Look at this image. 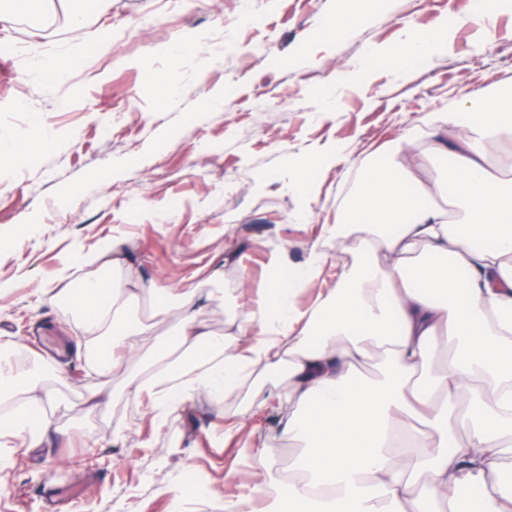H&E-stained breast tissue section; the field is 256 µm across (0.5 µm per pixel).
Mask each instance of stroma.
<instances>
[{"label": "stroma", "mask_w": 512, "mask_h": 512, "mask_svg": "<svg viewBox=\"0 0 512 512\" xmlns=\"http://www.w3.org/2000/svg\"><path fill=\"white\" fill-rule=\"evenodd\" d=\"M447 28L448 50L403 67L375 63L412 24ZM320 40H309L313 30ZM109 32L112 47L93 42ZM86 45L58 79L41 60ZM177 94L167 97V86ZM512 87V0L475 21L472 0H378L354 20L345 0H96L73 30L67 0L0 26V151L44 125L51 148L0 169V342L31 372L62 369L57 416L40 447L16 449L0 470V512H43L51 488L79 491L76 512H266L269 499L238 478L255 453L275 463L279 499L299 448L253 399L287 390L271 372L223 404L186 402L156 425L129 383L139 356L108 377L102 405H80L93 385L77 351L80 316L59 291L89 260L124 259L144 286L189 278L224 260L218 293L199 317L222 334L246 298L293 274L311 251L335 256L324 227L363 160L386 169L395 138L425 151L437 118L466 94ZM288 249V264L270 265ZM127 436H112L116 422ZM233 435H226L229 425Z\"/></svg>", "instance_id": "stroma-1"}]
</instances>
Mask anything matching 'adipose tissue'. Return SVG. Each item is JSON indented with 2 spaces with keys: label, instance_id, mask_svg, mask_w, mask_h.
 <instances>
[{
  "label": "adipose tissue",
  "instance_id": "adipose-tissue-1",
  "mask_svg": "<svg viewBox=\"0 0 512 512\" xmlns=\"http://www.w3.org/2000/svg\"><path fill=\"white\" fill-rule=\"evenodd\" d=\"M441 32L412 25L395 49L375 58L393 66L433 57ZM429 150L451 158L439 178L422 180L413 139H398L387 170L361 165L360 185L338 212L330 235L359 232L371 260L300 309L299 280L322 277L327 258L312 253L301 279L271 282L242 305L232 332L211 333L194 306L205 285L224 276L209 262L203 278L150 289L152 320L175 317L172 332L130 323L120 312L138 299L134 269L85 274L69 288L82 319L84 347L101 378L140 353L161 362L130 384L148 394L157 424L197 396L220 399L258 367L286 369L285 400L297 415L281 421L303 442L300 477L279 512H446L456 490H492L469 512H512V92L467 96L430 134ZM454 347L444 368L428 363L439 338ZM381 349L392 374L357 382V366ZM0 345V459L37 448L54 414L71 404L63 381L24 376ZM38 412L37 424L27 415Z\"/></svg>",
  "mask_w": 512,
  "mask_h": 512
}]
</instances>
